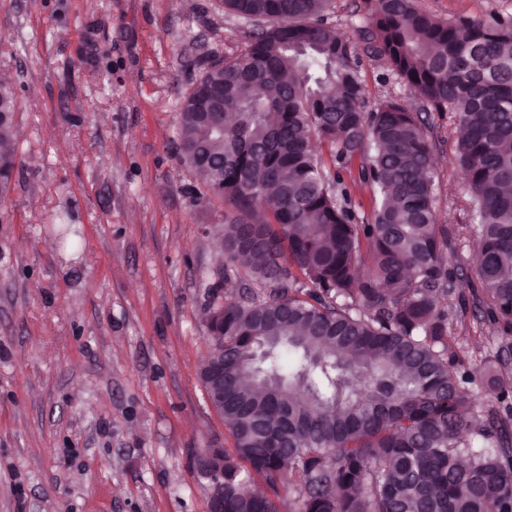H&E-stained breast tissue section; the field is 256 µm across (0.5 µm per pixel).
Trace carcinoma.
<instances>
[{"label":"carcinoma","mask_w":512,"mask_h":512,"mask_svg":"<svg viewBox=\"0 0 512 512\" xmlns=\"http://www.w3.org/2000/svg\"><path fill=\"white\" fill-rule=\"evenodd\" d=\"M333 0H225L269 28L224 66H200L177 150L238 217L216 225L237 298L208 296L211 396L232 443L203 466L223 512H512V17L439 20L377 0L371 52L454 118L475 277L457 288L435 214L433 147L419 113L368 108L357 46ZM234 123L219 127L201 104ZM14 89L0 83V169L17 163ZM330 150L334 173L313 147ZM372 187V221L348 207ZM472 315L495 351L458 346ZM488 375L487 404L470 388Z\"/></svg>","instance_id":"1"}]
</instances>
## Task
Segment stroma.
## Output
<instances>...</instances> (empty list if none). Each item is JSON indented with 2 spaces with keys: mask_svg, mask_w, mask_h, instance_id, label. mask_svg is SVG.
I'll return each instance as SVG.
<instances>
[{
  "mask_svg": "<svg viewBox=\"0 0 512 512\" xmlns=\"http://www.w3.org/2000/svg\"><path fill=\"white\" fill-rule=\"evenodd\" d=\"M442 20L512 0H416ZM374 0H334L361 47L370 106L424 112L438 223L455 228L459 288L475 242L447 114L425 110L365 53ZM252 22L222 0H0V80L18 97L19 162L0 199V512H207L190 456L226 446L199 379L231 209L196 196L177 154L201 61L243 51Z\"/></svg>",
  "mask_w": 512,
  "mask_h": 512,
  "instance_id": "obj_1",
  "label": "stroma"
}]
</instances>
